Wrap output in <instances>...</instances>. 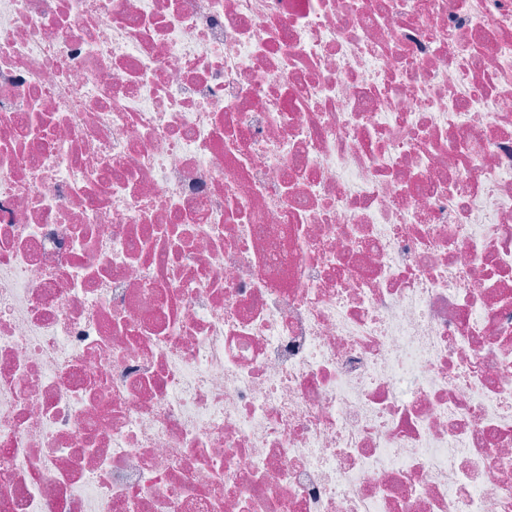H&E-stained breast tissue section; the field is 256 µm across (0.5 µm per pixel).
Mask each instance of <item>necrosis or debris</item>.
Returning <instances> with one entry per match:
<instances>
[{"mask_svg": "<svg viewBox=\"0 0 512 512\" xmlns=\"http://www.w3.org/2000/svg\"><path fill=\"white\" fill-rule=\"evenodd\" d=\"M0 512H512V0H0Z\"/></svg>", "mask_w": 512, "mask_h": 512, "instance_id": "obj_1", "label": "necrosis or debris"}]
</instances>
